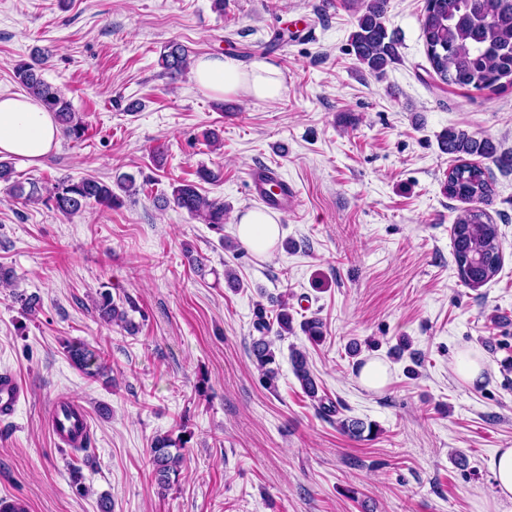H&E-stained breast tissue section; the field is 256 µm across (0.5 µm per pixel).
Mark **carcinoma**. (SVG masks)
I'll return each instance as SVG.
<instances>
[{"mask_svg": "<svg viewBox=\"0 0 512 512\" xmlns=\"http://www.w3.org/2000/svg\"><path fill=\"white\" fill-rule=\"evenodd\" d=\"M356 2L357 28L351 35V46L356 60L370 72L381 74L398 59L397 41L388 32L385 15L387 0H354ZM422 34L431 68L447 85L470 87L482 91L493 89L506 80L512 83V0H427ZM161 67L168 74L183 72L189 64V50L171 41L160 52ZM45 63L44 52L37 49L30 60L21 61L14 68L18 83L28 94L39 99L52 112L66 137L80 140L85 134L82 123L75 121L69 102L53 85L42 77ZM442 149L457 156L461 164L452 168L444 192L450 197L469 202L484 203L490 199L493 189L481 167L466 161L468 157H490L496 147L487 138L464 130L448 129L440 136ZM14 197L26 201L42 198L53 202L57 211L65 216L81 212L86 206L96 204L105 208L120 205V197L112 185L96 178L73 180L62 177L45 191L35 182L25 186H11ZM170 202L191 217L220 229L224 224V201L201 194L195 184L179 182L172 186ZM452 248L455 261L465 285L476 289L485 285L499 271L500 245L495 225L488 222L487 214L472 208L460 216L452 229ZM129 308H136L128 301ZM127 308V309H129ZM127 309L118 306L111 295L104 291L95 300L99 318L130 329ZM255 329L262 336L252 340L249 357L261 371L266 388H275L278 371L274 341L268 333L282 337L293 332V317L287 299L278 302L275 314L277 328H272L266 309L256 304ZM301 330L312 343L322 339V321L310 317L300 324ZM65 352L71 363L87 378L97 379L105 375L104 358L85 341L73 339L65 342ZM295 377L304 393L316 403L318 414L327 416L334 412L333 405L319 396V387L308 367L306 355L295 350L291 353ZM339 429L354 437L365 431H373V425H365L358 419L338 421ZM185 443H176L169 436L154 438L150 456L156 480L163 489L178 482L184 456Z\"/></svg>", "mask_w": 512, "mask_h": 512, "instance_id": "carcinoma-1", "label": "carcinoma"}]
</instances>
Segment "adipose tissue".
<instances>
[{
	"label": "adipose tissue",
	"mask_w": 512,
	"mask_h": 512,
	"mask_svg": "<svg viewBox=\"0 0 512 512\" xmlns=\"http://www.w3.org/2000/svg\"><path fill=\"white\" fill-rule=\"evenodd\" d=\"M199 87L217 95L247 94L274 101L284 84L280 72L265 61L253 62L241 70L224 56L202 55L192 64ZM59 143V127L52 112L37 99L23 93H0V157H10L26 165L38 163ZM237 236L254 253L269 256L275 249L280 227L260 210L243 214L236 226Z\"/></svg>",
	"instance_id": "adipose-tissue-1"
}]
</instances>
